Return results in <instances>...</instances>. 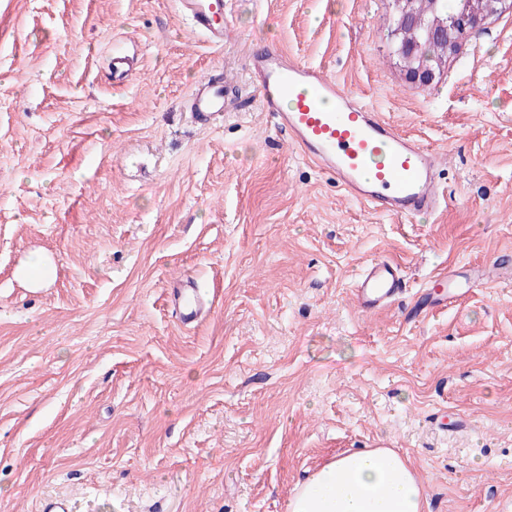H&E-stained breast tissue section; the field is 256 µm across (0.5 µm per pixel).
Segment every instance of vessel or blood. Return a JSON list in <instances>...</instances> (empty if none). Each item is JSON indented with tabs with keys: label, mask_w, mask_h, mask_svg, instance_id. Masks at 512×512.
Wrapping results in <instances>:
<instances>
[{
	"label": "vessel or blood",
	"mask_w": 512,
	"mask_h": 512,
	"mask_svg": "<svg viewBox=\"0 0 512 512\" xmlns=\"http://www.w3.org/2000/svg\"><path fill=\"white\" fill-rule=\"evenodd\" d=\"M224 6V0H178L192 30L216 46L224 43ZM248 67L264 110L346 196L398 220L440 209L445 197L436 190L438 165L432 148L399 132L336 79L285 49L252 53ZM228 105L224 76L218 73L199 82L185 109L195 123L206 126ZM493 276L511 280L512 257L476 266L462 278L441 271L422 289L416 313L426 317L455 306ZM405 288L401 268L379 257L359 274L352 296L357 309L370 314L392 304ZM168 298L185 327L194 326L216 307L215 295L190 278L170 288Z\"/></svg>",
	"instance_id": "obj_1"
}]
</instances>
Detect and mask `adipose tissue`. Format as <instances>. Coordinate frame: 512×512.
I'll return each instance as SVG.
<instances>
[{
	"label": "adipose tissue",
	"instance_id": "1",
	"mask_svg": "<svg viewBox=\"0 0 512 512\" xmlns=\"http://www.w3.org/2000/svg\"><path fill=\"white\" fill-rule=\"evenodd\" d=\"M426 505L405 457L367 448L336 454L295 490L287 512H425Z\"/></svg>",
	"mask_w": 512,
	"mask_h": 512
}]
</instances>
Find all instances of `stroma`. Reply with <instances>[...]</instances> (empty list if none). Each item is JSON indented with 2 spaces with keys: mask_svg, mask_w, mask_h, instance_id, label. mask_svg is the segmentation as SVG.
<instances>
[{
  "mask_svg": "<svg viewBox=\"0 0 512 512\" xmlns=\"http://www.w3.org/2000/svg\"><path fill=\"white\" fill-rule=\"evenodd\" d=\"M390 10L229 0L217 48L176 0H0V512H286L361 448L405 454L427 512H512V284L409 315L437 270L512 252V10L426 87ZM274 44L442 154L447 207L397 223L303 157L249 72ZM218 69L231 108L201 127L182 105ZM34 252L56 265L37 294L15 276ZM377 257L406 290L363 314ZM185 277L217 297L190 328L167 301Z\"/></svg>",
  "mask_w": 512,
  "mask_h": 512,
  "instance_id": "obj_1",
  "label": "stroma"
}]
</instances>
